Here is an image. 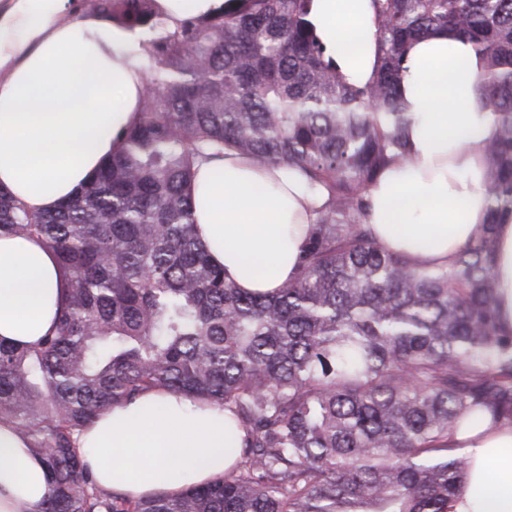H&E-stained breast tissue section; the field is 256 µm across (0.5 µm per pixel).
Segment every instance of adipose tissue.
<instances>
[{"instance_id":"obj_1","label":"adipose tissue","mask_w":512,"mask_h":512,"mask_svg":"<svg viewBox=\"0 0 512 512\" xmlns=\"http://www.w3.org/2000/svg\"><path fill=\"white\" fill-rule=\"evenodd\" d=\"M238 0H153L168 27L187 15L232 11ZM72 0H0V186L31 213L74 197L120 147L143 107L139 30L89 16ZM309 20L345 80L378 66L372 0H313ZM485 62L466 39L438 31L413 43L401 77L407 160L387 164L368 190L365 222L388 251L451 266L485 224V141L494 128L476 77ZM196 232L226 279L249 292L282 287L297 271L324 199L305 176L234 149L204 161L191 184ZM495 297L512 334V216L495 228ZM68 275L34 236L0 234V342L36 346L53 332ZM240 434L222 408L167 390L103 411L76 435L104 490L139 499L179 494L223 475ZM469 458L448 512H512V426L483 423L452 436ZM50 475L9 423H0V512H38Z\"/></svg>"}]
</instances>
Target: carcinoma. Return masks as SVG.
Segmentation results:
<instances>
[{
	"label": "carcinoma",
	"instance_id": "1",
	"mask_svg": "<svg viewBox=\"0 0 512 512\" xmlns=\"http://www.w3.org/2000/svg\"><path fill=\"white\" fill-rule=\"evenodd\" d=\"M153 0H91L145 30L139 120L77 196L33 214L0 188V234L35 235L69 273L55 333L0 343V423L45 463L40 512H448L469 461L463 425L512 426V334L496 316L494 230L512 215V0H374L379 65L344 82L311 0H241L170 30ZM468 39L494 115L486 223L449 268L381 249L363 215L406 155L409 47ZM229 146L298 168L326 194L298 273L273 295L224 279L198 238L197 164ZM152 389L224 407L236 463L176 496L101 489L74 434Z\"/></svg>",
	"mask_w": 512,
	"mask_h": 512
}]
</instances>
